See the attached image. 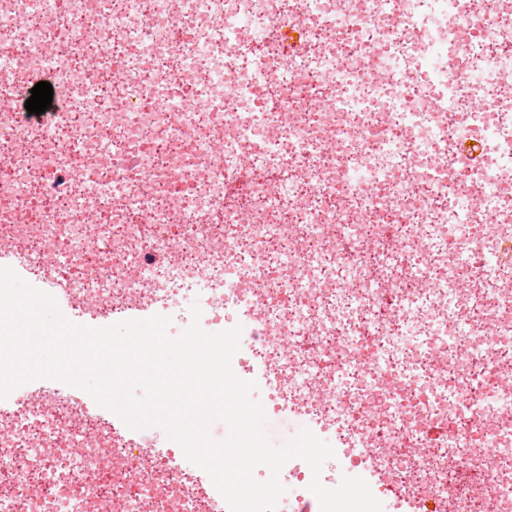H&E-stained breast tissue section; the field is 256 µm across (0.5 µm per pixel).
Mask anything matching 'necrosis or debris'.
Here are the masks:
<instances>
[{
    "label": "necrosis or debris",
    "mask_w": 512,
    "mask_h": 512,
    "mask_svg": "<svg viewBox=\"0 0 512 512\" xmlns=\"http://www.w3.org/2000/svg\"><path fill=\"white\" fill-rule=\"evenodd\" d=\"M46 70L40 129L5 106ZM0 244L37 288L64 255L73 311L93 291L186 327L196 302L209 333L250 312L234 372L357 430L378 500L512 512V0H0ZM7 403L0 512H165L157 487L224 512L180 447L137 457L147 429L51 385Z\"/></svg>",
    "instance_id": "4bbe7bcc"
}]
</instances>
